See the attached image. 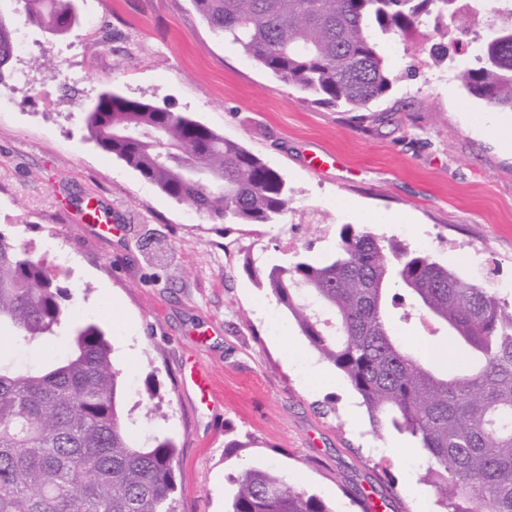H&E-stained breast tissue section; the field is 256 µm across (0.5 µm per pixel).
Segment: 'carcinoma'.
Wrapping results in <instances>:
<instances>
[{"instance_id": "carcinoma-1", "label": "carcinoma", "mask_w": 512, "mask_h": 512, "mask_svg": "<svg viewBox=\"0 0 512 512\" xmlns=\"http://www.w3.org/2000/svg\"><path fill=\"white\" fill-rule=\"evenodd\" d=\"M28 22L59 37L79 22L74 0H24ZM209 28L315 101L361 111L391 89L378 34L417 33L457 14V0H192ZM16 30L0 13V87L11 79ZM456 80L497 111H512V40L483 45ZM90 139L178 203L223 224H272L289 209L285 179L258 156L190 117L106 94L87 114ZM276 302L319 357L362 398L373 426L415 438L442 512H512V302L464 283L401 241L346 224L324 259L297 255L266 270ZM299 289L334 319L309 312ZM408 303L398 320L387 302ZM418 311L463 345L448 374L411 353L398 324ZM62 289L46 263L0 232V333L22 347L56 333ZM177 446H140L123 411L121 371L94 324L37 371L0 363V512H175ZM228 512H332L272 468L234 479Z\"/></svg>"}]
</instances>
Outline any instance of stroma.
Returning <instances> with one entry per match:
<instances>
[{
    "label": "stroma",
    "instance_id": "obj_1",
    "mask_svg": "<svg viewBox=\"0 0 512 512\" xmlns=\"http://www.w3.org/2000/svg\"><path fill=\"white\" fill-rule=\"evenodd\" d=\"M71 38L18 26L28 49L0 104V232L43 259L65 288L57 338L96 324L123 374L137 440L178 444L176 512H225L243 468H275L332 512H441L426 451L374 430L257 274L294 255L322 258L342 225L394 237L465 283L512 286V112L493 111L433 64L432 44L471 41L464 15L391 38L395 80L364 115L305 100L243 49L212 33L191 0H78ZM79 54L64 60L68 40ZM71 67L72 88L57 71ZM106 91L145 99L240 142L286 180L274 224H217L176 202L90 140L85 117ZM99 202L104 233L76 202ZM200 364L214 384L201 400Z\"/></svg>",
    "mask_w": 512,
    "mask_h": 512
}]
</instances>
